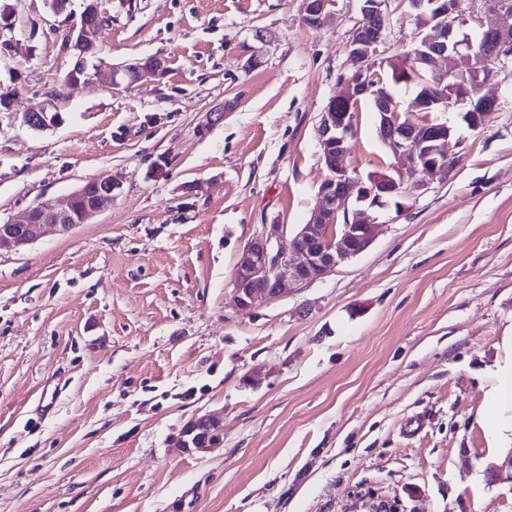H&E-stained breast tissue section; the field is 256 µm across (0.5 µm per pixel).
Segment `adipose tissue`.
I'll use <instances>...</instances> for the list:
<instances>
[{"label": "adipose tissue", "instance_id": "1", "mask_svg": "<svg viewBox=\"0 0 512 512\" xmlns=\"http://www.w3.org/2000/svg\"><path fill=\"white\" fill-rule=\"evenodd\" d=\"M484 407L479 424L501 448L512 447V327L502 336L498 354L484 373Z\"/></svg>", "mask_w": 512, "mask_h": 512}]
</instances>
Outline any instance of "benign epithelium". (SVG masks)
I'll return each mask as SVG.
<instances>
[{
	"instance_id": "obj_1",
	"label": "benign epithelium",
	"mask_w": 512,
	"mask_h": 512,
	"mask_svg": "<svg viewBox=\"0 0 512 512\" xmlns=\"http://www.w3.org/2000/svg\"><path fill=\"white\" fill-rule=\"evenodd\" d=\"M361 23L353 30L348 44L356 69L344 79L343 90L319 116L320 160L329 176L317 192L315 216L295 234L288 250L279 246L283 225L265 224L263 230L243 247L233 277L232 302L238 309H251L278 297L287 282L303 284L322 279L336 267L365 252L375 240L380 225L370 214L374 207L386 204L392 196H402L400 178L393 175L374 178L353 176L344 164L348 142L357 127L361 102L374 100L378 114L377 136L397 162L395 172L407 169L418 175V186L441 182L452 173L448 167V140L452 129L443 122L414 123L401 119L399 104L386 98L381 91L383 77L376 62L377 46L382 42L386 23L384 5L388 0H360ZM419 18L414 42L425 48L427 69L416 76L427 92L415 103L421 112H440L449 105L468 107L478 100V110L466 115L470 126L477 129L488 113L495 111L494 98L481 94L494 71L489 64L497 50L512 46V26L490 25L481 29L478 40L463 30L460 21L461 0H408ZM333 0H307L305 23L310 27L321 24L322 15ZM69 48L77 52V64H83L85 46L92 41L89 25L74 23L66 35ZM468 58L467 67L439 69L436 62L448 57ZM165 70L164 60L154 57L130 68L98 57L94 75L106 76L117 83L123 75L128 85L146 76H156ZM29 127L49 128L60 117L49 112L45 102L33 112L23 114ZM101 188L92 203L80 214L79 222L94 218L101 206L112 199L114 185L109 176L99 179ZM85 187H80L65 199L29 208L19 219L0 224V251L19 252L37 242L48 226L62 233L74 227L69 221L76 202L82 199ZM343 224H337L338 218ZM210 415L190 420L183 428L179 447L185 451L198 442L194 434L208 422Z\"/></svg>"
}]
</instances>
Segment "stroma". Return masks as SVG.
Segmentation results:
<instances>
[{
	"label": "stroma",
	"instance_id": "35a3bbf8",
	"mask_svg": "<svg viewBox=\"0 0 512 512\" xmlns=\"http://www.w3.org/2000/svg\"><path fill=\"white\" fill-rule=\"evenodd\" d=\"M83 8L0 0V224L116 186L91 221L0 252V512H512V448L477 422L512 324V56L479 129L394 87L402 118L452 127L451 176L402 172L406 209L375 210L366 252L239 310L246 243L281 224L289 247L314 217L359 0L316 27L305 0H99L103 57L166 61L130 87L68 80ZM386 14L384 62L418 27L407 0ZM43 101L63 121L31 129ZM345 164L393 169L370 104ZM208 413L221 442L177 448Z\"/></svg>",
	"mask_w": 512,
	"mask_h": 512
}]
</instances>
